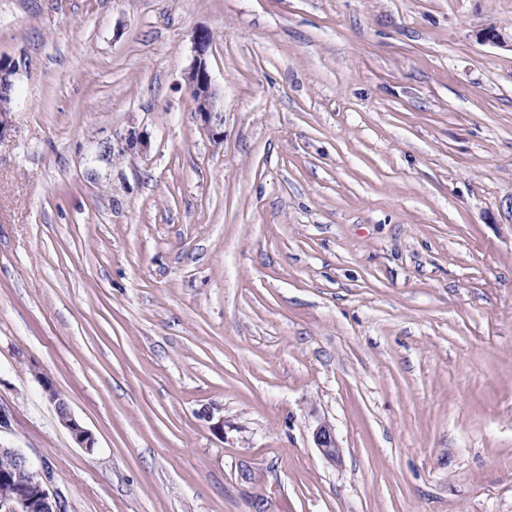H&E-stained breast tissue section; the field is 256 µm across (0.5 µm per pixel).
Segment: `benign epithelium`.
I'll return each mask as SVG.
<instances>
[{
  "label": "benign epithelium",
  "instance_id": "1",
  "mask_svg": "<svg viewBox=\"0 0 512 512\" xmlns=\"http://www.w3.org/2000/svg\"><path fill=\"white\" fill-rule=\"evenodd\" d=\"M195 58L187 75V84L203 126L216 142L224 140L223 115L217 109V98L207 57L212 44L209 31L194 33ZM15 68H0V139L9 126L13 112ZM46 398L56 409L60 424L73 441L88 452L93 451L96 440L73 415L66 399L48 382L43 383ZM314 442L320 453L336 459L340 448L332 425L324 421L314 431ZM0 512H63L56 494L48 481L34 469L28 457L18 448L0 444Z\"/></svg>",
  "mask_w": 512,
  "mask_h": 512
}]
</instances>
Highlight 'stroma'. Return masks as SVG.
Here are the masks:
<instances>
[{
  "label": "stroma",
  "mask_w": 512,
  "mask_h": 512,
  "mask_svg": "<svg viewBox=\"0 0 512 512\" xmlns=\"http://www.w3.org/2000/svg\"><path fill=\"white\" fill-rule=\"evenodd\" d=\"M511 36L512 0H0V444L64 512H512ZM193 43L195 58L187 75V84L195 102L203 126L215 142L224 139L223 115L217 109V98L212 83V76L207 57L212 44L209 31L201 29L194 33ZM15 68L11 65L6 70L0 64V139L5 136L9 126V116L13 112V91ZM43 388L46 398L56 409L60 424L69 432L73 441L79 448L92 452L96 447L93 434L74 417L66 399L49 382H43ZM314 442L316 448L327 459H336L340 448L336 441V436L332 425L328 422H321L314 431Z\"/></svg>",
  "instance_id": "obj_1"
}]
</instances>
